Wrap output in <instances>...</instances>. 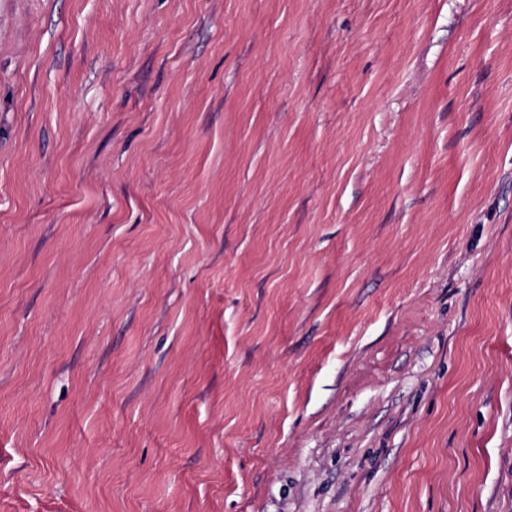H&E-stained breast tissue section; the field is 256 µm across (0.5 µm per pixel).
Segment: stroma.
Masks as SVG:
<instances>
[{
  "label": "stroma",
  "instance_id": "stroma-1",
  "mask_svg": "<svg viewBox=\"0 0 512 512\" xmlns=\"http://www.w3.org/2000/svg\"><path fill=\"white\" fill-rule=\"evenodd\" d=\"M0 512H512V0H0Z\"/></svg>",
  "mask_w": 512,
  "mask_h": 512
}]
</instances>
